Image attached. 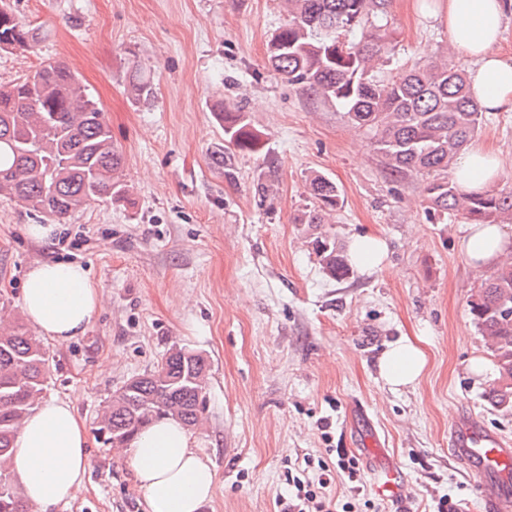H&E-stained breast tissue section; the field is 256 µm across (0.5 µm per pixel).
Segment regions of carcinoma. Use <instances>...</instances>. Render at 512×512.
Masks as SVG:
<instances>
[{"label": "carcinoma", "mask_w": 512, "mask_h": 512, "mask_svg": "<svg viewBox=\"0 0 512 512\" xmlns=\"http://www.w3.org/2000/svg\"><path fill=\"white\" fill-rule=\"evenodd\" d=\"M288 22L268 47L272 69L301 91L344 110L347 119L374 133L390 172H448L457 153L482 127L484 116L466 76L448 64L393 63L388 13L391 0H285ZM37 29L7 9L0 10V50L30 48ZM224 155L213 161L234 178L231 156L257 153L261 134L246 115L218 113ZM122 152L112 143L103 109L77 75L61 62L0 89V195L60 220L95 201L123 195ZM313 208L301 224H327L343 204L326 175L309 178ZM433 217L462 214L477 224H512V191L461 192L452 179L436 178L426 188ZM313 250L322 268L338 280L352 268L340 244L320 235ZM481 335L491 344L499 384L494 405L512 409V256L481 283L469 300ZM207 370L204 357L172 348L157 369L130 380L101 413L103 444H126L155 420L169 416L196 425L203 409ZM49 373V355L29 336L19 317L0 332V512H27L12 471L14 440L37 405Z\"/></svg>", "instance_id": "obj_1"}]
</instances>
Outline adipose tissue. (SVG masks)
I'll use <instances>...</instances> for the list:
<instances>
[{
  "instance_id": "1",
  "label": "adipose tissue",
  "mask_w": 512,
  "mask_h": 512,
  "mask_svg": "<svg viewBox=\"0 0 512 512\" xmlns=\"http://www.w3.org/2000/svg\"><path fill=\"white\" fill-rule=\"evenodd\" d=\"M422 6L444 17L454 57L482 110L512 112V59L495 50L512 17V0H423ZM450 173L461 190L480 193L501 178L502 160L497 151L472 144L455 156ZM460 247L474 265L493 266L512 249V238L500 225L471 224ZM101 300L88 271L76 263H35L22 291L27 319L59 345L85 333ZM425 366L424 351L408 337L393 343L379 359L381 376L394 388L414 384ZM87 446V426L70 399L44 402L27 418L15 438L13 471L37 512H51L73 498L84 482ZM125 454L146 512H201L210 501L216 473L178 421L153 423Z\"/></svg>"
}]
</instances>
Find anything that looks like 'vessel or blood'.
Returning a JSON list of instances; mask_svg holds the SVG:
<instances>
[{
    "instance_id": "obj_1",
    "label": "vessel or blood",
    "mask_w": 512,
    "mask_h": 512,
    "mask_svg": "<svg viewBox=\"0 0 512 512\" xmlns=\"http://www.w3.org/2000/svg\"><path fill=\"white\" fill-rule=\"evenodd\" d=\"M450 438L451 457L474 480L483 512H512V445L473 418L457 420ZM402 486L399 472L389 467L376 490L398 499Z\"/></svg>"
}]
</instances>
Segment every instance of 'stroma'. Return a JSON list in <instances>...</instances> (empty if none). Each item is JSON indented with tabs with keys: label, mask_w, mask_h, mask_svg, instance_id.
<instances>
[{
	"label": "stroma",
	"mask_w": 512,
	"mask_h": 512,
	"mask_svg": "<svg viewBox=\"0 0 512 512\" xmlns=\"http://www.w3.org/2000/svg\"><path fill=\"white\" fill-rule=\"evenodd\" d=\"M6 3L45 36L32 49L0 50V88L46 62L66 63L102 107L129 189L127 199L74 211L46 241L26 233L45 223L42 213L0 197L6 310L21 313L37 262L80 264L102 292L83 336L43 342L44 399H72L90 431L84 483L53 512H145L125 455L99 439L97 416L175 347L208 365L202 422L191 430L217 475L202 512H277L289 459L326 448L358 458L379 512H433L446 494L462 512H480L448 432L470 415L512 441V411L487 397L499 373L467 306L491 270L471 266L459 247L465 217L431 219L430 175H392L370 132L269 66V42L288 21L283 0ZM389 30L399 63L446 55L443 21L417 0H392ZM136 68L151 82L148 97L132 92ZM223 107L244 112L264 142L233 157L231 183L211 160L224 148ZM477 138L501 155L498 188L512 189V112L486 114ZM315 171L344 196L336 218L317 226L298 221L313 205L307 178ZM261 183L269 196L259 195ZM367 232L388 243L385 270L328 275L314 237L344 245ZM404 336L419 340L427 364L415 385L393 390L378 359ZM370 430L408 478L404 503L375 491Z\"/></svg>",
	"instance_id": "1"
}]
</instances>
